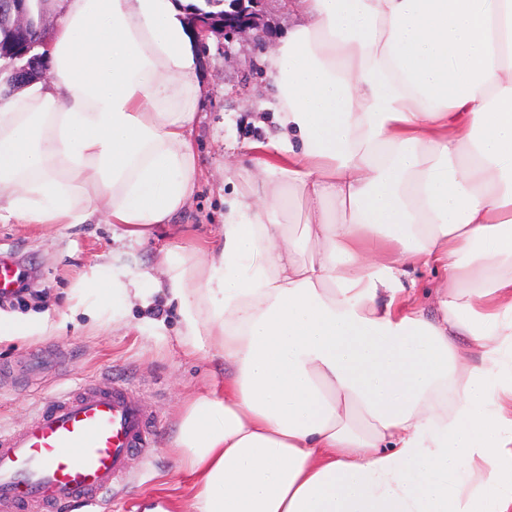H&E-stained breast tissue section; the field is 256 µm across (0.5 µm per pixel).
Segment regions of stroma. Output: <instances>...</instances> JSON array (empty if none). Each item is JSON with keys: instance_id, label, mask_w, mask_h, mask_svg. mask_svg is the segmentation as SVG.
<instances>
[{"instance_id": "1", "label": "stroma", "mask_w": 512, "mask_h": 512, "mask_svg": "<svg viewBox=\"0 0 512 512\" xmlns=\"http://www.w3.org/2000/svg\"><path fill=\"white\" fill-rule=\"evenodd\" d=\"M264 20L272 32L266 47L246 36L228 47L218 33L199 48L203 93L190 126L198 182L185 208L158 225L152 240H117L103 214L77 225L0 222V259L29 271L27 286L38 296L25 305L0 298V318L14 321L47 311L53 322L29 336L0 338V427L21 429L59 392L90 381L111 383L116 371L158 420L152 456L126 486L114 490L109 512H136L145 496L187 498V477L168 448L177 414L187 400L223 382L227 374L208 348L185 353L177 332L179 316L161 296H154L148 310L128 306L121 322L108 326L72 310L71 290L101 256H109L114 271L147 279L158 273L160 251L191 252L217 241L228 203L242 188L239 172L248 173L257 206L271 202L273 179L256 167L250 146L277 133L269 108L275 87L265 64L299 19L284 0H266ZM446 284L443 272L418 266L402 277L398 296L405 308L437 320ZM38 349L45 359L33 374L30 355Z\"/></svg>"}]
</instances>
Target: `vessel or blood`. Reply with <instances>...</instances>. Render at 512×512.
<instances>
[{
    "mask_svg": "<svg viewBox=\"0 0 512 512\" xmlns=\"http://www.w3.org/2000/svg\"><path fill=\"white\" fill-rule=\"evenodd\" d=\"M155 418L121 380L87 384L46 403L22 430H0V512H56L106 498L153 451Z\"/></svg>",
    "mask_w": 512,
    "mask_h": 512,
    "instance_id": "b4317fda",
    "label": "vessel or blood"
}]
</instances>
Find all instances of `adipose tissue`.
Here are the masks:
<instances>
[{"mask_svg":"<svg viewBox=\"0 0 512 512\" xmlns=\"http://www.w3.org/2000/svg\"><path fill=\"white\" fill-rule=\"evenodd\" d=\"M52 84L0 98V220L124 238L169 223L198 176L199 58L182 0H50ZM268 58L279 131L255 163L306 202L229 205L204 262L151 287L101 264L72 290L176 305L187 351L233 367L172 442L188 502L142 512H512V0H292ZM314 245L305 259L301 249ZM440 269V321L378 306L406 265ZM477 364L460 366L456 335ZM501 364L490 374L488 364Z\"/></svg>","mask_w":512,"mask_h":512,"instance_id":"ef3b65f1","label":"adipose tissue"}]
</instances>
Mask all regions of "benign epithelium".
I'll return each instance as SVG.
<instances>
[{
  "label": "benign epithelium",
  "instance_id": "benign-epithelium-1",
  "mask_svg": "<svg viewBox=\"0 0 512 512\" xmlns=\"http://www.w3.org/2000/svg\"><path fill=\"white\" fill-rule=\"evenodd\" d=\"M265 0H227L224 3L223 16H208L202 13L188 15L194 35L201 39L210 32H224V39L233 42L235 36L242 33L252 34L254 42L263 45L270 38V30L263 20ZM16 15L22 20L23 29L27 33L25 52H31L39 45L37 32L39 29L28 24L26 15L16 9Z\"/></svg>",
  "mask_w": 512,
  "mask_h": 512
}]
</instances>
